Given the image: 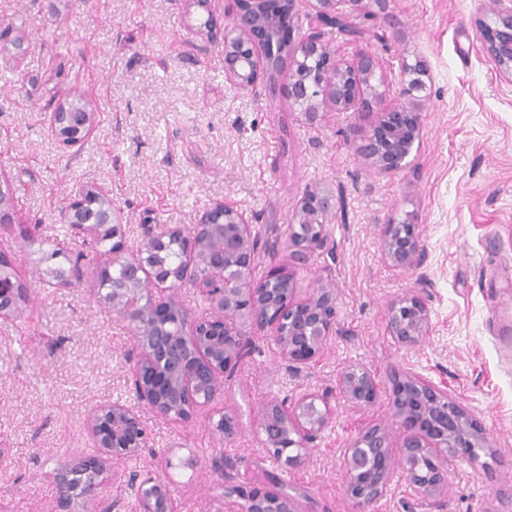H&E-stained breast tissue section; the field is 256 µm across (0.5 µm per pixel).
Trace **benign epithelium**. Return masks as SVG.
I'll return each mask as SVG.
<instances>
[{
    "label": "benign epithelium",
    "mask_w": 512,
    "mask_h": 512,
    "mask_svg": "<svg viewBox=\"0 0 512 512\" xmlns=\"http://www.w3.org/2000/svg\"><path fill=\"white\" fill-rule=\"evenodd\" d=\"M230 22L224 25V78L233 85L265 91L283 66L290 70L281 94L298 108L309 124L323 114L366 110L383 98L368 88L377 62L368 51L353 59L338 56L325 40L324 28L337 29L353 39L362 37L350 16L337 10L338 0H314L307 14L308 25H298L301 0H231ZM365 5L370 16L387 14L389 0H346ZM496 24L483 25L486 53L501 72L512 76V7L492 0ZM425 60L404 65L402 93L425 88ZM55 136L67 146L87 139L95 127V113L84 103L65 101L51 113ZM423 136L421 113L415 106L394 105L376 113L361 153L380 173L400 171L409 165L415 145ZM333 195L309 189L299 199L295 224L287 243L290 263L271 268L255 279L253 268L258 241L250 220L232 203L216 201L202 212L194 236L186 240L187 263L179 271L160 260L169 238H180L177 229L148 235L147 242L131 258L121 232L122 213L107 194L91 188L70 202L62 218L76 233L95 238L108 234L113 263L125 274L112 280L105 300L112 311L128 318L137 339L138 353L130 368L134 389L141 403L162 417L185 423L194 410L223 394L224 375L232 372L253 337L268 335L280 359L291 370L316 361L327 342L336 335L337 298L334 285L324 282L304 298L298 297L292 264L330 249L326 224L334 216ZM386 259L397 269H418L427 252L417 233L415 217L388 224L382 235ZM10 257L0 253V314L17 309L26 300L13 281ZM198 288L222 320L194 322L173 297H155L153 288ZM388 335L405 347L420 344L432 329L426 290L419 288L392 302L388 309ZM394 412L402 420L403 433L393 443L380 427L370 428L354 441L344 458L346 490L360 508L382 498L390 486L394 454L405 466L414 495L436 503L443 493L441 465L448 457H466L468 448L488 439L481 422L451 399L444 385L405 372L392 382ZM340 395L360 404L376 398L377 387L366 372L339 378ZM333 419L325 394L307 393L294 401L267 403L260 418L265 447L288 466L300 464L315 447ZM87 434L95 453L81 456L74 464L58 469V512H69L74 501H82L85 512L97 509L109 484L108 463L137 455L147 444L148 434L138 411L120 402L104 403L86 418ZM138 484V512H180L169 494L165 479L150 475ZM225 494L241 500L240 512H299V494L270 479L266 486L234 482Z\"/></svg>",
    "instance_id": "1"
}]
</instances>
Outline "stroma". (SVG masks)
I'll list each match as a JSON object with an SVG mask.
<instances>
[{
  "instance_id": "obj_1",
  "label": "stroma",
  "mask_w": 512,
  "mask_h": 512,
  "mask_svg": "<svg viewBox=\"0 0 512 512\" xmlns=\"http://www.w3.org/2000/svg\"><path fill=\"white\" fill-rule=\"evenodd\" d=\"M185 0H0V190L14 215L0 224L27 296L19 313L0 317V502L10 512H52L53 474L90 452L88 411L107 401L139 408L129 368L137 354L130 322L113 312L97 273L112 262L89 236L72 232L62 212L82 190L106 191L122 212L128 250L148 233L191 236L199 214L227 200L251 220L259 240L256 276L288 262L290 227L306 189L336 198L326 230L332 250L293 265L301 290L336 287L337 331L322 356L295 371L273 341L254 338L251 353L224 395L186 424L143 412L149 443L118 459L102 501L112 512H137L124 476L169 473L181 512H237L226 477L273 478L303 492L301 512H358L342 461L359 433H402L390 399L393 373L411 371L447 385L449 395L489 434L479 461L451 458L440 507L416 498L402 466L388 493L367 512H512V359L500 331L512 333V80L483 49L481 22L490 0H391L384 18L351 12L368 37L325 38L344 58L374 53L387 103L401 99L403 64L424 58L426 90L418 103L423 137L410 164L381 174L359 147L371 116L329 112L301 120L281 95L256 96L224 80V44L200 33L207 15ZM83 95L96 130L68 147L50 115ZM414 214L427 250L421 268H393L381 250L386 224ZM81 263V280L56 271ZM426 288L432 330L405 347L386 334L388 306ZM355 366L370 373L369 404L341 397L336 384ZM306 393L327 394L330 426L300 467L271 456L259 426L262 407ZM239 432L225 441L221 415Z\"/></svg>"
}]
</instances>
